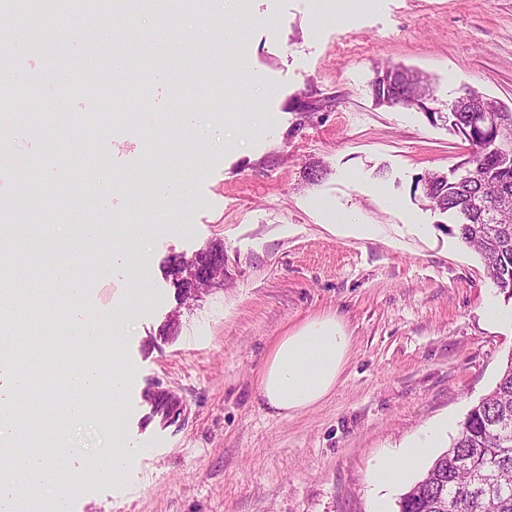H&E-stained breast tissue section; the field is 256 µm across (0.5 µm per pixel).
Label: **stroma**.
Returning a JSON list of instances; mask_svg holds the SVG:
<instances>
[{"instance_id": "1", "label": "stroma", "mask_w": 512, "mask_h": 512, "mask_svg": "<svg viewBox=\"0 0 512 512\" xmlns=\"http://www.w3.org/2000/svg\"><path fill=\"white\" fill-rule=\"evenodd\" d=\"M137 36L143 73L167 69L156 45L189 38L199 25L229 23L238 42L216 43L224 71L190 68L176 86H155L149 105L181 107L202 125H219L224 142L205 168L191 156L198 142L146 138L116 112L137 103L112 92V52L88 45L84 15L41 36L36 53L15 57L28 73L64 71L83 57L101 76L108 99L77 93L63 120L99 115V136L112 150L87 160V145L56 137V123L31 134L11 120V163L0 167V204L19 192L18 169L46 177L59 152L70 165L61 179L86 172L95 207L60 209L43 196L35 247L21 268L33 282L74 261L85 273L83 304L93 312L125 310L130 330L114 356L131 371L121 403L99 396V416L50 429L61 478L81 469L70 512H373L369 468L429 425L454 422L445 443L496 385L512 356V325L490 328L482 312L511 301L488 277L480 255L456 235L457 217L432 208L415 191L421 174L456 180L471 155L446 115L466 89L512 108V0H340L324 19L315 0H247L225 15L184 5L177 27L160 26L153 0H141ZM419 72L433 90L428 110L378 104V68ZM223 90L224 107L211 104ZM267 125L253 127V113ZM155 166L153 188L134 200L113 189L114 176ZM350 215L368 225L360 237L337 227ZM91 220L110 242L113 221L126 224L145 257L114 276L87 270L95 246L62 255L50 239ZM224 248V281L192 295L167 272L173 256ZM25 334L52 346L72 342L54 302ZM330 314L353 338L335 390L294 417L267 415L258 395L264 361L278 338L309 318ZM185 397L189 418L162 443L138 430L156 390ZM116 415L126 440L143 447L125 476L96 475L114 445L100 416Z\"/></svg>"}]
</instances>
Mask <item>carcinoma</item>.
Returning <instances> with one entry per match:
<instances>
[{
	"instance_id": "1",
	"label": "carcinoma",
	"mask_w": 512,
	"mask_h": 512,
	"mask_svg": "<svg viewBox=\"0 0 512 512\" xmlns=\"http://www.w3.org/2000/svg\"><path fill=\"white\" fill-rule=\"evenodd\" d=\"M397 73V94L382 75ZM373 93L387 105L422 106L427 88L400 66L377 70ZM488 97L465 90L453 107L455 131L468 139L471 110ZM471 180L457 185L428 172L416 180L430 204L457 214L460 240L478 252L488 277L512 298V138L493 147L475 146L467 161ZM399 512H512V357L493 391L474 405L452 445L398 502Z\"/></svg>"
}]
</instances>
